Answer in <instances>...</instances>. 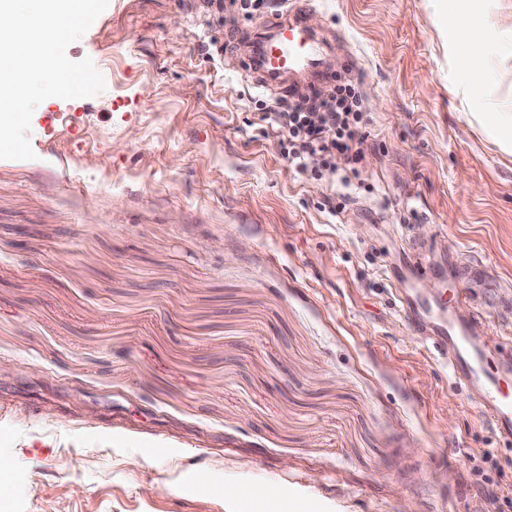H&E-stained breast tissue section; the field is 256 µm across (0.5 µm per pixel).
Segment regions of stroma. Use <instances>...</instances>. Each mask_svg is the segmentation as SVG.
<instances>
[{"mask_svg": "<svg viewBox=\"0 0 512 512\" xmlns=\"http://www.w3.org/2000/svg\"><path fill=\"white\" fill-rule=\"evenodd\" d=\"M200 4L109 0L67 49L104 91L46 99L35 159L0 160V357L25 367L0 379V512H227L228 488L255 512H512V441L396 296L469 289L504 335L512 155L474 115L512 70L473 90L464 0H316L369 125L358 177L311 176L261 130L245 46L207 55L225 25ZM480 7L494 63L512 0Z\"/></svg>", "mask_w": 512, "mask_h": 512, "instance_id": "35a3bbf8", "label": "stroma"}]
</instances>
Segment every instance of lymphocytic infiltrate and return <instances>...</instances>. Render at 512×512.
Segmentation results:
<instances>
[{
	"label": "lymphocytic infiltrate",
	"instance_id": "obj_1",
	"mask_svg": "<svg viewBox=\"0 0 512 512\" xmlns=\"http://www.w3.org/2000/svg\"><path fill=\"white\" fill-rule=\"evenodd\" d=\"M258 118L280 135L292 167L317 176L335 174L338 161L359 163L367 113L359 81L336 83L304 99H256Z\"/></svg>",
	"mask_w": 512,
	"mask_h": 512
}]
</instances>
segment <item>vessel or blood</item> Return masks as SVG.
Here are the masks:
<instances>
[{"label": "vessel or blood", "mask_w": 512, "mask_h": 512, "mask_svg": "<svg viewBox=\"0 0 512 512\" xmlns=\"http://www.w3.org/2000/svg\"><path fill=\"white\" fill-rule=\"evenodd\" d=\"M312 12L311 0H288L287 9L269 23L245 33L225 30L224 38L229 43L252 41L253 49L240 60L239 67L255 85L303 96L333 81L326 54L335 37L309 27ZM434 312L436 319L429 337L433 350L448 362L456 383L465 388L495 431L512 441V396L501 386L502 372L512 369V338L504 337L496 350V363L491 366L476 339L483 329L482 322L476 320L471 327L459 328L444 321L442 307H435Z\"/></svg>", "instance_id": "vessel-or-blood-1"}]
</instances>
